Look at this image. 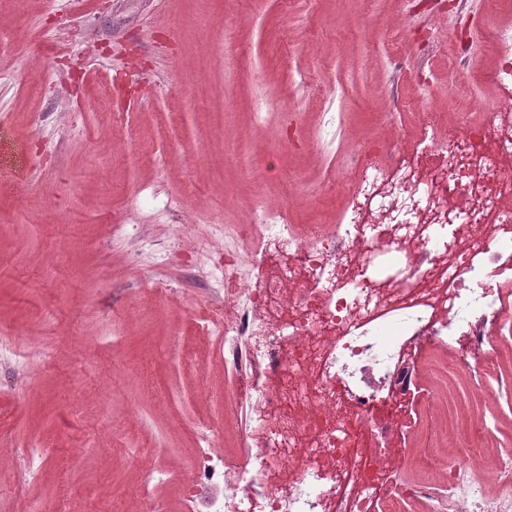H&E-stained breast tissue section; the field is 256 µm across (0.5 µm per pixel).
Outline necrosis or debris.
Segmentation results:
<instances>
[{"label": "necrosis or debris", "mask_w": 512, "mask_h": 512, "mask_svg": "<svg viewBox=\"0 0 512 512\" xmlns=\"http://www.w3.org/2000/svg\"><path fill=\"white\" fill-rule=\"evenodd\" d=\"M483 44L448 81L490 88L494 105L428 106L403 137L353 139L333 223L258 208L230 226L237 247L210 321L252 410L253 451L198 455L196 485L224 489L212 512H512V454L486 455L500 396L488 379L512 363V35L490 29ZM421 348L440 365L425 404L460 389L481 401L445 458L433 430L417 446L398 438ZM407 468L417 478L392 484Z\"/></svg>", "instance_id": "1"}]
</instances>
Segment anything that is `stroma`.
I'll list each match as a JSON object with an SVG mask.
<instances>
[{
	"label": "stroma",
	"instance_id": "stroma-1",
	"mask_svg": "<svg viewBox=\"0 0 512 512\" xmlns=\"http://www.w3.org/2000/svg\"><path fill=\"white\" fill-rule=\"evenodd\" d=\"M494 22L485 0H0V512L121 510L146 444L151 497L190 512L232 385L199 327L222 225L261 186L311 221L348 189L347 126L447 104L449 55Z\"/></svg>",
	"mask_w": 512,
	"mask_h": 512
}]
</instances>
